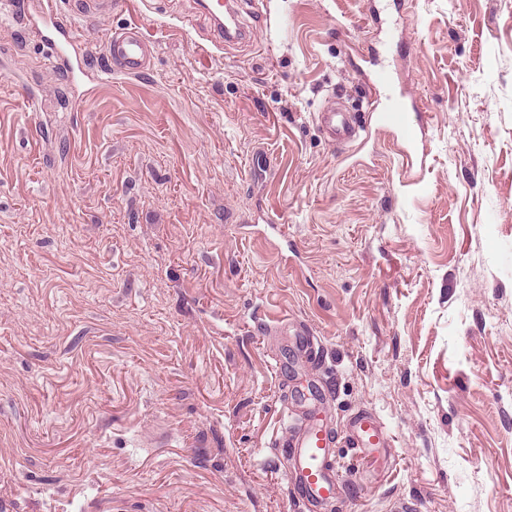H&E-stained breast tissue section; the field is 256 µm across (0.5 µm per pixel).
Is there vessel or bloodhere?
Here are the masks:
<instances>
[{
	"instance_id": "b4317fda",
	"label": "vessel or blood",
	"mask_w": 512,
	"mask_h": 512,
	"mask_svg": "<svg viewBox=\"0 0 512 512\" xmlns=\"http://www.w3.org/2000/svg\"><path fill=\"white\" fill-rule=\"evenodd\" d=\"M54 0H44L42 18L51 22L56 37L46 49L50 59H62L67 45L74 42L77 31L72 24L57 19ZM107 54L115 72L135 75L148 69L155 49L138 28L126 27L111 32L106 41ZM413 106L405 100L395 99L378 111L377 120L382 127L399 134L406 149H413L417 131L409 121ZM320 124L327 130L332 141L344 145L356 136L350 113L336 106H329L319 115ZM352 427L363 445L374 446L383 440L384 428L369 414L357 416ZM291 473L295 479L296 494L314 505L328 501L336 490V466L330 439L314 420H306L304 426L288 444Z\"/></svg>"
}]
</instances>
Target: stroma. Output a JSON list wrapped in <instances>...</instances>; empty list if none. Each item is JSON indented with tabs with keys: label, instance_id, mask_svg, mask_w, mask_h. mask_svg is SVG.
<instances>
[{
	"label": "stroma",
	"instance_id": "stroma-1",
	"mask_svg": "<svg viewBox=\"0 0 512 512\" xmlns=\"http://www.w3.org/2000/svg\"><path fill=\"white\" fill-rule=\"evenodd\" d=\"M39 2L0 0V512H512V0H238L239 44L55 0L83 101ZM131 24L153 61L112 73ZM390 27L409 165L365 106ZM305 381L324 508L277 446ZM56 5L52 0H46L43 3L42 20L49 21L55 32L56 38L46 44L49 58L52 60L65 59V47L78 38L77 31L72 24L63 22L56 17ZM319 122L338 145H345L356 137L352 116L337 108L336 103L319 114ZM361 443L365 446L377 445L385 436L384 428L369 414H361L352 421Z\"/></svg>",
	"mask_w": 512,
	"mask_h": 512
}]
</instances>
